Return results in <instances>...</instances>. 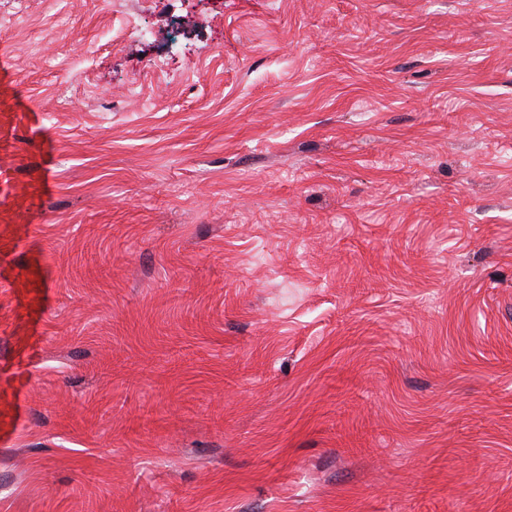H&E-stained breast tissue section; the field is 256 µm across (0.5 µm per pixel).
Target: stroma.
I'll return each mask as SVG.
<instances>
[{
	"instance_id": "obj_1",
	"label": "stroma",
	"mask_w": 512,
	"mask_h": 512,
	"mask_svg": "<svg viewBox=\"0 0 512 512\" xmlns=\"http://www.w3.org/2000/svg\"><path fill=\"white\" fill-rule=\"evenodd\" d=\"M0 512H512V0H0Z\"/></svg>"
}]
</instances>
